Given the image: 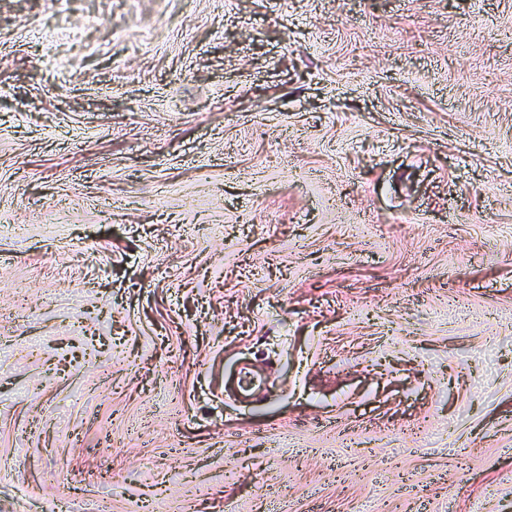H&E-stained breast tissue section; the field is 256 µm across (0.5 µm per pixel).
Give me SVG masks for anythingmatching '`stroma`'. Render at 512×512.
Segmentation results:
<instances>
[{"instance_id": "35a3bbf8", "label": "stroma", "mask_w": 512, "mask_h": 512, "mask_svg": "<svg viewBox=\"0 0 512 512\" xmlns=\"http://www.w3.org/2000/svg\"><path fill=\"white\" fill-rule=\"evenodd\" d=\"M276 504L512 512V0H0V512Z\"/></svg>"}]
</instances>
